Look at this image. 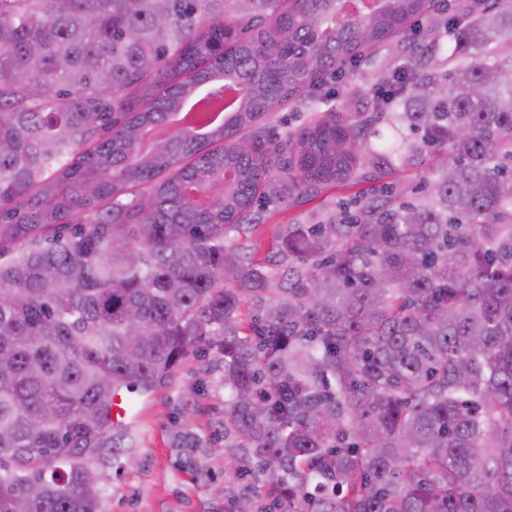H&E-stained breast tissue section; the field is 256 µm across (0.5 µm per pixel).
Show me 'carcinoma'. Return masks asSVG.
I'll list each match as a JSON object with an SVG mask.
<instances>
[{"mask_svg": "<svg viewBox=\"0 0 512 512\" xmlns=\"http://www.w3.org/2000/svg\"><path fill=\"white\" fill-rule=\"evenodd\" d=\"M356 11L0 0V512H101L115 397L207 327L224 434L266 487L244 512H512V0ZM392 40L401 63L356 83ZM338 74L370 117L259 125ZM381 115L405 152L372 144ZM424 151L413 201L290 224L264 263L238 243Z\"/></svg>", "mask_w": 512, "mask_h": 512, "instance_id": "cac0c4a2", "label": "carcinoma"}]
</instances>
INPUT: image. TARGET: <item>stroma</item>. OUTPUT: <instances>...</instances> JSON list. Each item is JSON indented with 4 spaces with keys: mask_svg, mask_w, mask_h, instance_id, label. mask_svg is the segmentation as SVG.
<instances>
[{
    "mask_svg": "<svg viewBox=\"0 0 512 512\" xmlns=\"http://www.w3.org/2000/svg\"><path fill=\"white\" fill-rule=\"evenodd\" d=\"M344 115L341 88L327 102L291 103L267 118L279 131H297L315 112ZM355 184L340 185L325 201L281 208L248 239L258 260L277 246L288 225L311 220L321 204L335 208L351 202ZM213 333L198 337L186 356L153 392L131 396L124 436L103 470L102 512H235L239 495L251 492L238 478L241 453L224 436L222 357Z\"/></svg>",
    "mask_w": 512,
    "mask_h": 512,
    "instance_id": "35a3bbf8",
    "label": "stroma"
}]
</instances>
